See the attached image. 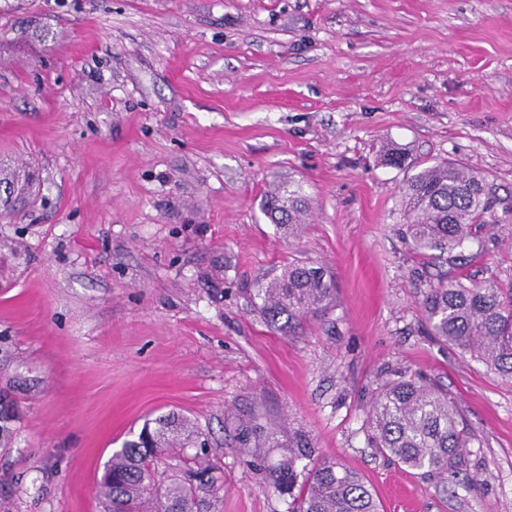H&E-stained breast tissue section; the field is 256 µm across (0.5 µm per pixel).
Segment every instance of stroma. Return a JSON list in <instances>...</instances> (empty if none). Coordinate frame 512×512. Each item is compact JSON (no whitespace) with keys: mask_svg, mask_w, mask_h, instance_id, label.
<instances>
[{"mask_svg":"<svg viewBox=\"0 0 512 512\" xmlns=\"http://www.w3.org/2000/svg\"><path fill=\"white\" fill-rule=\"evenodd\" d=\"M445 160L498 200L449 275L512 282V0H0V170L29 177L0 214V499L104 512V462L175 412L211 448L203 512L294 505L244 421L250 445L300 436L355 471L381 512H512V380L432 336L436 267L406 232L407 181ZM291 180L311 200L296 237L261 211ZM291 262L336 301L285 335L251 287ZM400 374L456 401L458 476L369 446Z\"/></svg>","mask_w":512,"mask_h":512,"instance_id":"stroma-1","label":"stroma"}]
</instances>
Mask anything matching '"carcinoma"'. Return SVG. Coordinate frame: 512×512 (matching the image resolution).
<instances>
[{"label":"carcinoma","mask_w":512,"mask_h":512,"mask_svg":"<svg viewBox=\"0 0 512 512\" xmlns=\"http://www.w3.org/2000/svg\"><path fill=\"white\" fill-rule=\"evenodd\" d=\"M414 248L440 263L478 237L494 216L496 198L486 177L442 161L416 173L403 189ZM308 198L300 184L279 185L262 211L290 234L304 223ZM253 298L266 322L285 331L335 302L334 280L322 267L290 263L254 282ZM432 335L512 379V283L466 285L442 272L421 302ZM370 447L398 463L443 478L462 469L472 443L456 402L438 387L401 376L386 381L366 410ZM209 450L187 418L175 413L147 420L137 437L113 451L97 488L106 512H201L214 484L193 483L209 468ZM279 491L299 487L293 512H380L363 480L331 460L312 456L311 444L288 445L269 472Z\"/></svg>","instance_id":"1"}]
</instances>
